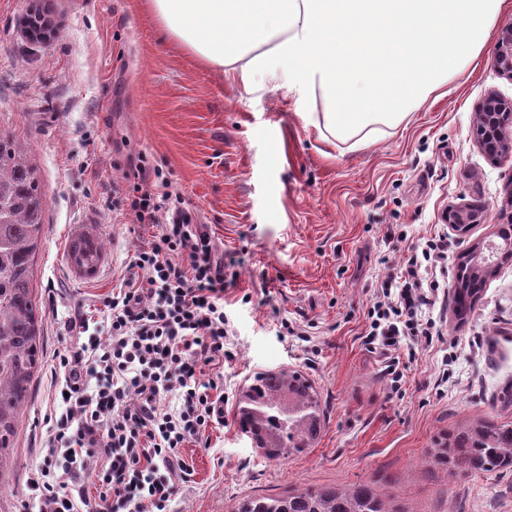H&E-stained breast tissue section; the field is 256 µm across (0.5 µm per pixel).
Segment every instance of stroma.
<instances>
[{"label": "stroma", "mask_w": 512, "mask_h": 512, "mask_svg": "<svg viewBox=\"0 0 512 512\" xmlns=\"http://www.w3.org/2000/svg\"><path fill=\"white\" fill-rule=\"evenodd\" d=\"M34 11L53 37L28 36ZM496 47L489 42L408 122L353 149L320 137L315 117L331 109L321 90L299 104L269 76L205 65L148 0H0V131L24 146L45 205L33 262L44 363L0 477V512H37L27 478L55 400L49 363L77 341L75 308L119 286L151 238L114 209L142 155L169 172L223 250L233 330L224 423L207 430V447L181 449L192 476L173 512H233L250 495L358 482L394 495L405 512H512V471L451 482L427 463L439 433L476 418L512 420V259L499 262L467 314L446 302L442 340L401 357L399 387L363 339L374 297L412 248L444 238L448 265L436 277L451 286L458 257L512 224V156L491 160L474 142L483 98L512 99ZM451 208L474 211L477 224L456 232ZM82 228L106 257L91 284L68 268ZM286 321L312 328L311 341L286 335ZM279 367L309 375L325 417L314 447L268 461L239 431L236 400L253 374Z\"/></svg>", "instance_id": "1"}]
</instances>
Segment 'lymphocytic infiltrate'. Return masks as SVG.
<instances>
[{
  "label": "lymphocytic infiltrate",
  "mask_w": 512,
  "mask_h": 512,
  "mask_svg": "<svg viewBox=\"0 0 512 512\" xmlns=\"http://www.w3.org/2000/svg\"><path fill=\"white\" fill-rule=\"evenodd\" d=\"M131 176L123 208L155 233L130 257L122 287L102 300L105 337L75 316L85 341L53 359L63 398L29 479L38 512H169L191 475L180 448L224 421V258L162 167L143 156ZM447 260L443 239L427 240L368 311L365 343L389 353L393 382L403 377L394 350L442 334L433 317L441 285L430 273ZM91 457L102 465L90 474Z\"/></svg>",
  "instance_id": "lymphocytic-infiltrate-1"
}]
</instances>
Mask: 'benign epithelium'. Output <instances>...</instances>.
Returning a JSON list of instances; mask_svg holds the SVG:
<instances>
[{
    "label": "benign epithelium",
    "instance_id": "7a95c632",
    "mask_svg": "<svg viewBox=\"0 0 512 512\" xmlns=\"http://www.w3.org/2000/svg\"><path fill=\"white\" fill-rule=\"evenodd\" d=\"M496 64L512 77V26L502 29L498 36ZM476 138L479 149L491 158L512 155V100L491 93L475 114ZM476 214L463 210L448 211V223L458 232L469 230Z\"/></svg>",
    "mask_w": 512,
    "mask_h": 512
}]
</instances>
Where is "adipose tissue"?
I'll return each mask as SVG.
<instances>
[{
	"label": "adipose tissue",
	"mask_w": 512,
	"mask_h": 512,
	"mask_svg": "<svg viewBox=\"0 0 512 512\" xmlns=\"http://www.w3.org/2000/svg\"><path fill=\"white\" fill-rule=\"evenodd\" d=\"M149 2L169 35L222 72L275 76L299 97L322 88L324 137L358 147L477 60L512 0Z\"/></svg>",
	"instance_id": "obj_1"
}]
</instances>
